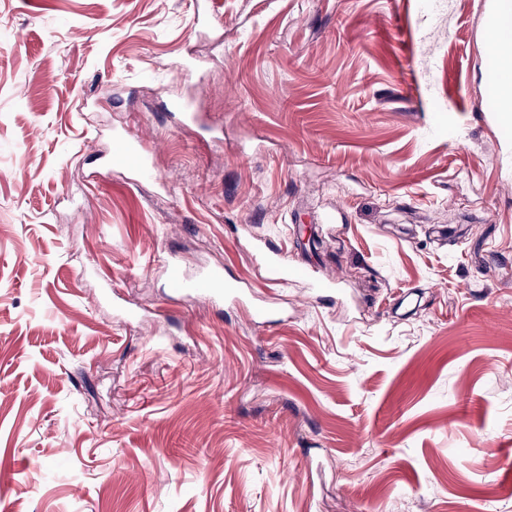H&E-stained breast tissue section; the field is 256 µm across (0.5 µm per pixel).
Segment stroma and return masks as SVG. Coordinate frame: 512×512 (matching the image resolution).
<instances>
[{
  "label": "stroma",
  "mask_w": 512,
  "mask_h": 512,
  "mask_svg": "<svg viewBox=\"0 0 512 512\" xmlns=\"http://www.w3.org/2000/svg\"><path fill=\"white\" fill-rule=\"evenodd\" d=\"M494 7L0 0V512H512ZM109 163L121 164L133 169L141 177L155 183L165 185L167 181L154 171L146 157L140 152L137 143L124 134H119L113 139L112 153ZM255 251L256 254L253 257L256 264L263 266L267 270L268 278L278 284L307 275V272L301 268L288 267L283 262L281 254L266 245H258ZM167 266L170 287L175 293L191 290L210 294L216 299H224V296H231L236 292L232 282L224 281L223 271L219 268L208 270L193 280H188L178 263L169 262Z\"/></svg>",
  "instance_id": "35a3bbf8"
}]
</instances>
